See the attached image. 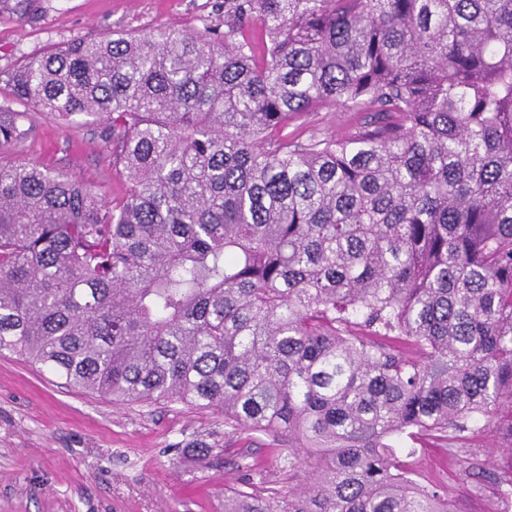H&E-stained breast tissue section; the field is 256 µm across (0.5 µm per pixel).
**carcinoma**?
I'll return each mask as SVG.
<instances>
[{
	"label": "carcinoma",
	"mask_w": 512,
	"mask_h": 512,
	"mask_svg": "<svg viewBox=\"0 0 512 512\" xmlns=\"http://www.w3.org/2000/svg\"><path fill=\"white\" fill-rule=\"evenodd\" d=\"M220 8L10 73L102 121L126 189L0 163V354L288 446L300 488L230 487L224 512H455L392 439L512 446V0ZM328 106L360 115L345 137L279 135ZM27 121L1 106L0 147Z\"/></svg>",
	"instance_id": "obj_1"
}]
</instances>
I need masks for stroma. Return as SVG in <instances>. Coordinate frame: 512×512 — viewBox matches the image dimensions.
Listing matches in <instances>:
<instances>
[{
	"instance_id": "obj_1",
	"label": "stroma",
	"mask_w": 512,
	"mask_h": 512,
	"mask_svg": "<svg viewBox=\"0 0 512 512\" xmlns=\"http://www.w3.org/2000/svg\"><path fill=\"white\" fill-rule=\"evenodd\" d=\"M217 0H0V84L24 58L74 38L118 28L201 27ZM32 135L0 147V160H30L82 181L115 200L125 184L101 139L104 126L86 116L65 125L30 109ZM223 443L224 418L183 404L116 405L67 387L22 357L0 355V512H224V489L266 480L288 491L277 446L245 430L230 441L261 460L256 473L239 456L204 467L190 442ZM472 470L451 461L428 438L403 439L414 478L447 490L456 512H502V466L512 447L489 432L465 439Z\"/></svg>"
}]
</instances>
